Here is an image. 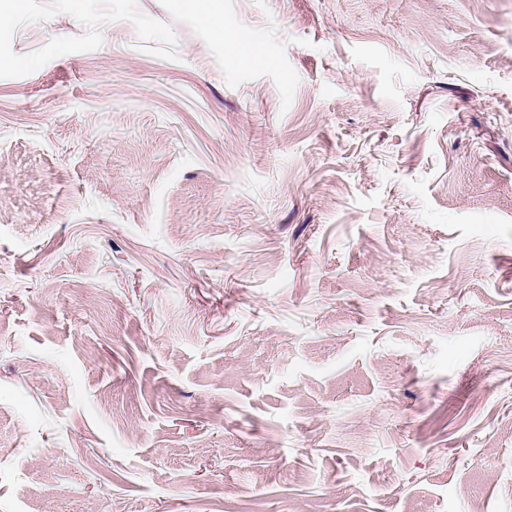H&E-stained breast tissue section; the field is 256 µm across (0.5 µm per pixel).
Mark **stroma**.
I'll return each instance as SVG.
<instances>
[{
    "mask_svg": "<svg viewBox=\"0 0 512 512\" xmlns=\"http://www.w3.org/2000/svg\"><path fill=\"white\" fill-rule=\"evenodd\" d=\"M84 8L0 30V512H512V0ZM202 19L208 25L214 38L220 41H236L235 35L224 25V1L203 0Z\"/></svg>",
    "mask_w": 512,
    "mask_h": 512,
    "instance_id": "1",
    "label": "stroma"
}]
</instances>
